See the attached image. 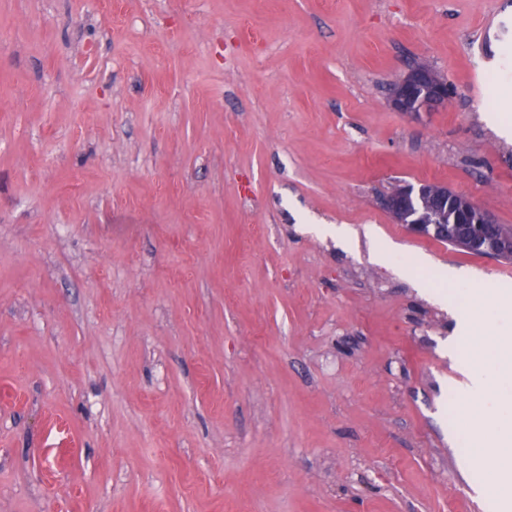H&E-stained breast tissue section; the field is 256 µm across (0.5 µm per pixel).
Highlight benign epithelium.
I'll return each mask as SVG.
<instances>
[{"instance_id":"1","label":"benign epithelium","mask_w":512,"mask_h":512,"mask_svg":"<svg viewBox=\"0 0 512 512\" xmlns=\"http://www.w3.org/2000/svg\"><path fill=\"white\" fill-rule=\"evenodd\" d=\"M448 101V83L427 67H417L401 78L392 90L391 102L400 112H424ZM383 205L399 224L412 231L434 237L448 234V224H466L469 234L455 239L466 242H486L487 254L498 255L500 240L492 216L468 198L431 182L418 186L403 185L388 193Z\"/></svg>"}]
</instances>
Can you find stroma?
Masks as SVG:
<instances>
[{
	"label": "stroma",
	"instance_id": "obj_1",
	"mask_svg": "<svg viewBox=\"0 0 512 512\" xmlns=\"http://www.w3.org/2000/svg\"><path fill=\"white\" fill-rule=\"evenodd\" d=\"M502 116L512 0H0V512H499L435 296L512 262L382 199L512 228ZM448 101V83L427 67H417L392 90L391 102L399 112H424ZM383 205L397 223L407 224L426 237H435L438 232L448 235V224H466L469 234L461 239L454 237L456 243L464 246L465 242L485 240L487 254L498 255L501 240L495 235L497 224L492 216L447 186L431 182H421L417 187L402 185L385 196ZM448 215L452 217L450 223Z\"/></svg>",
	"mask_w": 512,
	"mask_h": 512
}]
</instances>
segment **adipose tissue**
<instances>
[{"mask_svg": "<svg viewBox=\"0 0 512 512\" xmlns=\"http://www.w3.org/2000/svg\"><path fill=\"white\" fill-rule=\"evenodd\" d=\"M472 310L461 309L455 314L458 340L474 339L473 310L496 311L498 317L490 321L487 336L474 339L475 359L466 360L459 370L457 387L476 405L494 403L498 416L485 431L493 442L488 455L496 472L493 483L482 485V495H490L495 487L512 484V340H507V322L512 321V289L495 288L473 296Z\"/></svg>", "mask_w": 512, "mask_h": 512, "instance_id": "ef3b65f1", "label": "adipose tissue"}]
</instances>
